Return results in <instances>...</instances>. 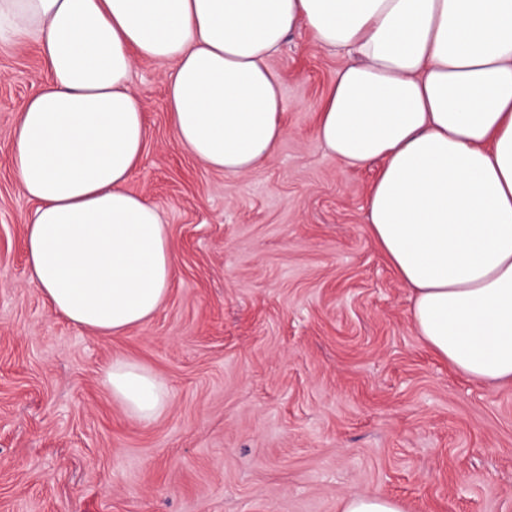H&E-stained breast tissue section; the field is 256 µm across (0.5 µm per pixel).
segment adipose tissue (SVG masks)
Segmentation results:
<instances>
[{
    "instance_id": "adipose-tissue-1",
    "label": "adipose tissue",
    "mask_w": 512,
    "mask_h": 512,
    "mask_svg": "<svg viewBox=\"0 0 512 512\" xmlns=\"http://www.w3.org/2000/svg\"><path fill=\"white\" fill-rule=\"evenodd\" d=\"M300 29L351 57L315 134L346 167L383 160L369 232L411 292L417 336L472 381L512 383V0H0V41L35 40L45 73L11 155L36 204L30 285L105 338L148 322L175 258L157 208L127 188L148 139L135 59L171 65L179 144L241 175L285 135L271 59ZM106 380L135 421L167 405L134 362Z\"/></svg>"
}]
</instances>
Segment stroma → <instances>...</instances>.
I'll list each match as a JSON object with an SVG mask.
<instances>
[{
  "mask_svg": "<svg viewBox=\"0 0 512 512\" xmlns=\"http://www.w3.org/2000/svg\"><path fill=\"white\" fill-rule=\"evenodd\" d=\"M347 61L290 35L272 60L286 135L228 175L177 142L168 65L135 60L150 137L128 188L158 208L178 274L149 322L104 339L28 283L35 204L11 154L44 73L34 41L0 42V512H341L352 491L512 512V384L465 378L416 335L368 232L382 161L345 168L315 136ZM118 357L167 382L152 423L113 400Z\"/></svg>",
  "mask_w": 512,
  "mask_h": 512,
  "instance_id": "obj_1",
  "label": "stroma"
}]
</instances>
